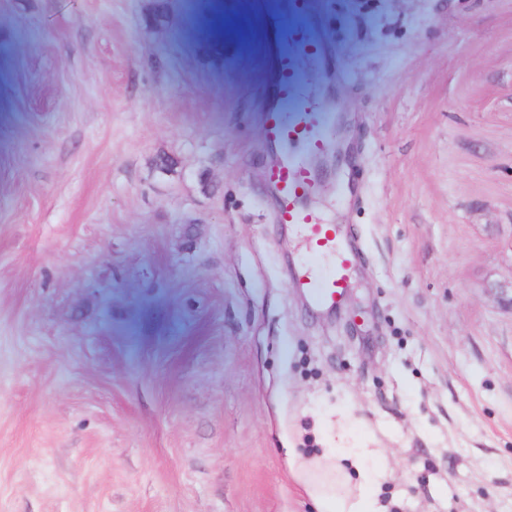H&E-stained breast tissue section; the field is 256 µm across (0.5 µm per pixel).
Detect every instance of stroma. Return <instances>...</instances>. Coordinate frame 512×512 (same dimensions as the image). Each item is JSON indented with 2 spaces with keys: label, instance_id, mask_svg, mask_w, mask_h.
<instances>
[{
  "label": "stroma",
  "instance_id": "1",
  "mask_svg": "<svg viewBox=\"0 0 512 512\" xmlns=\"http://www.w3.org/2000/svg\"><path fill=\"white\" fill-rule=\"evenodd\" d=\"M206 3L0 0V512H312L354 448L381 512H512V0ZM288 79L351 124L333 312L266 186Z\"/></svg>",
  "mask_w": 512,
  "mask_h": 512
}]
</instances>
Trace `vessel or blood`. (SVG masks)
<instances>
[{
	"mask_svg": "<svg viewBox=\"0 0 512 512\" xmlns=\"http://www.w3.org/2000/svg\"><path fill=\"white\" fill-rule=\"evenodd\" d=\"M289 91V84H282L263 110L264 139L279 150L267 181L277 199V224L296 229L304 243L303 256L293 273L294 284L315 307L331 309L349 288L357 259L344 230L321 222L313 208L321 192L314 163L329 144L336 113L331 102L319 99L297 121L285 122L277 101Z\"/></svg>",
	"mask_w": 512,
	"mask_h": 512,
	"instance_id": "b4317fda",
	"label": "vessel or blood"
}]
</instances>
